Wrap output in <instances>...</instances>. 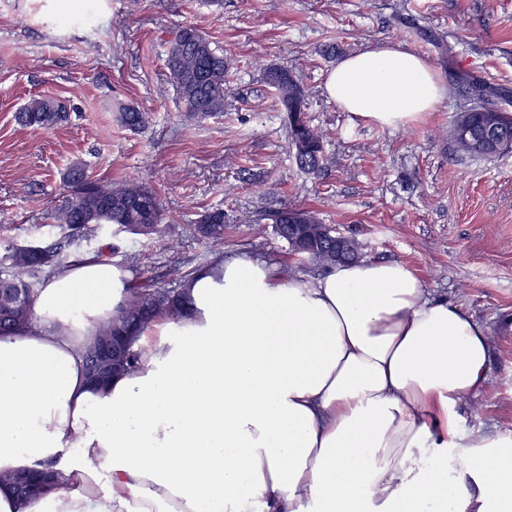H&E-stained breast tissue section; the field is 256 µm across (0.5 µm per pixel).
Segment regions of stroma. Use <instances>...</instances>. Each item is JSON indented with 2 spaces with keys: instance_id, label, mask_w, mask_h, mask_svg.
<instances>
[{
  "instance_id": "obj_1",
  "label": "stroma",
  "mask_w": 512,
  "mask_h": 512,
  "mask_svg": "<svg viewBox=\"0 0 512 512\" xmlns=\"http://www.w3.org/2000/svg\"><path fill=\"white\" fill-rule=\"evenodd\" d=\"M0 0V271L11 247L58 250L60 266L100 254L129 283L173 287L172 267L198 270L215 255L288 264L308 282L319 272L290 255L270 216L313 210L357 239L363 260L405 263L429 292L462 305L488 334L487 377L459 408L462 430L512 433V152L456 156L453 119L477 77L512 110V0ZM204 32L231 63L223 114L189 119L169 80L167 42L181 27ZM424 57L443 99L396 130L340 111L325 91L344 57L383 43ZM294 72L306 116L323 135L318 172L297 166L285 113L266 67ZM48 95L70 120L34 131L17 112ZM152 113L131 131L118 105ZM93 179L134 180L159 194L165 240L96 231L79 245L51 219L73 163ZM231 222L224 241L189 232L205 211Z\"/></svg>"
}]
</instances>
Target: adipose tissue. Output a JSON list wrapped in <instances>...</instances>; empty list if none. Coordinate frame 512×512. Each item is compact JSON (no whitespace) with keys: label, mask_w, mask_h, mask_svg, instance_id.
<instances>
[{"label":"adipose tissue","mask_w":512,"mask_h":512,"mask_svg":"<svg viewBox=\"0 0 512 512\" xmlns=\"http://www.w3.org/2000/svg\"><path fill=\"white\" fill-rule=\"evenodd\" d=\"M325 88L385 128L444 94L391 43L342 59ZM126 286L111 260L78 257L0 334V468L64 483L32 499L0 485V512H512V435L459 429L486 331L405 264L302 282L215 257L184 314L138 333L139 368L91 385L81 349Z\"/></svg>","instance_id":"ef3b65f1"}]
</instances>
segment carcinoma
I'll use <instances>...</instances> for the list:
<instances>
[{"label":"carcinoma","instance_id":"carcinoma-1","mask_svg":"<svg viewBox=\"0 0 512 512\" xmlns=\"http://www.w3.org/2000/svg\"><path fill=\"white\" fill-rule=\"evenodd\" d=\"M166 67L169 79L181 96L188 116L199 121L224 112L228 93L230 63L224 53L212 46L199 29L188 26L179 30L168 42ZM264 80L275 90L286 112L290 145L301 169L316 172L323 160L322 135L305 117L307 91L292 72L281 67L266 70ZM464 95L470 107L456 113L451 129L455 152L464 158L492 159L504 153L498 141L512 143V118L506 110L493 103L494 89L481 79L465 83ZM119 122L129 129H139L148 122V115L121 105ZM67 112L63 104L51 97L31 99L18 113L21 124L48 130L63 123ZM67 194L53 212V220L67 231L71 241L84 239L108 224L131 235L161 239L167 224L166 214L157 192L135 181L110 184L92 181L80 164L67 174ZM274 232L288 243L290 251L305 258L321 270L346 262H356L361 256L358 241L353 237L336 239V231L305 208L284 207L271 216ZM228 223L222 209L203 214L190 233L209 243L224 241V225ZM9 270L0 274V332L15 330L29 323L37 296V283L32 277L46 267L58 264L57 254L50 248L32 249L17 246L9 255ZM172 279L178 288H161L151 284L130 285L126 297L117 306L112 319L101 325L95 336L83 348V358L89 380L102 383L137 367L140 353L134 349L133 337L125 336L129 327H145L159 317L181 315L186 311V285L189 275L175 267ZM103 339L112 340L113 359L105 372L95 377L91 350ZM44 471L0 470V484H8L22 497L41 494L34 485Z\"/></svg>","mask_w":512,"mask_h":512}]
</instances>
